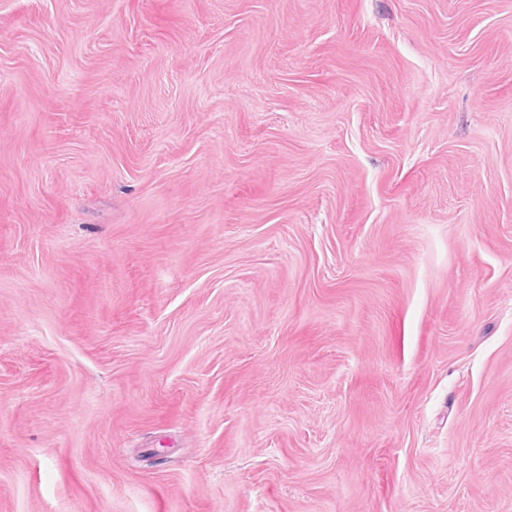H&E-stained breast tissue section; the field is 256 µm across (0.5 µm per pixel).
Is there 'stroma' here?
I'll list each match as a JSON object with an SVG mask.
<instances>
[{"mask_svg": "<svg viewBox=\"0 0 512 512\" xmlns=\"http://www.w3.org/2000/svg\"><path fill=\"white\" fill-rule=\"evenodd\" d=\"M0 512H512V0H0Z\"/></svg>", "mask_w": 512, "mask_h": 512, "instance_id": "35a3bbf8", "label": "stroma"}]
</instances>
